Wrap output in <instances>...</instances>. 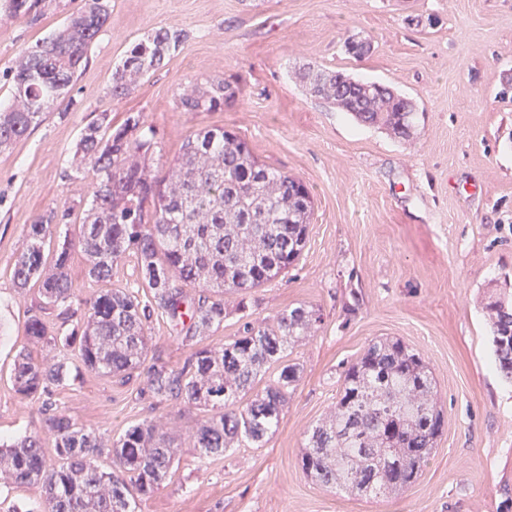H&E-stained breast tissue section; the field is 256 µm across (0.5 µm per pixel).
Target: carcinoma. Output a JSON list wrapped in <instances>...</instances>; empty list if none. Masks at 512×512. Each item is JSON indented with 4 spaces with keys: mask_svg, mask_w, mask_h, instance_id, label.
Listing matches in <instances>:
<instances>
[{
    "mask_svg": "<svg viewBox=\"0 0 512 512\" xmlns=\"http://www.w3.org/2000/svg\"><path fill=\"white\" fill-rule=\"evenodd\" d=\"M49 0H3L18 18L38 20ZM110 0H85L62 28L25 48L8 70L11 104L0 108V148L26 137L47 110L72 90L88 63L91 44L107 23ZM184 38L181 30L156 29L139 40L112 71V96L127 95L136 78L163 65ZM309 93L340 107L358 122L397 137L409 134L415 105L391 88L357 81L339 71L309 67L299 73ZM240 90L210 82L176 99L183 112H222ZM162 141L142 116L112 127L102 112L86 126L82 159L74 175L90 181L79 245L88 276L112 278L127 254L141 273L136 288H107L80 298L70 277L72 242L58 244L54 272L42 276L45 241L51 226L68 224L75 207L52 211L27 227V248L17 257L13 277L25 288L40 282L44 303L70 319L87 310V323L64 334L31 316L25 334L34 343L70 349L88 371L125 377L139 369L148 349L147 324L161 313L179 328L188 346L224 323L220 293L259 288L299 259L306 243L313 197L299 178L260 163L248 143L222 127L203 128L182 145L175 185L153 180L144 167L161 155ZM201 291L190 297L188 285ZM145 299H140L139 293ZM492 342L503 376L512 381V294L499 293L486 304ZM320 322L313 308L283 311L274 328L243 325L242 333L220 347L195 349L179 371L152 367L149 389L160 401L183 399L210 411L200 423L194 447L200 458L229 452L242 442L263 446L280 421L288 394L299 379L288 349L310 336ZM72 362L66 356L37 361L23 348L14 360L13 388L23 397L47 395L66 384ZM336 405L315 425L301 456V468L314 481L343 487L359 496L383 497L411 487L427 466L444 415L436 381L424 355L397 339L372 341L340 377ZM54 437L53 464L40 434L0 443V468L18 486L38 485L41 512H135L137 501L169 476L179 449L150 423L129 426L112 441L121 474L100 468L103 445L96 432L77 426L56 411L45 421Z\"/></svg>",
    "mask_w": 512,
    "mask_h": 512,
    "instance_id": "cac0c4a2",
    "label": "carcinoma"
}]
</instances>
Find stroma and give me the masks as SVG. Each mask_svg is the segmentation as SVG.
Segmentation results:
<instances>
[{"mask_svg": "<svg viewBox=\"0 0 512 512\" xmlns=\"http://www.w3.org/2000/svg\"><path fill=\"white\" fill-rule=\"evenodd\" d=\"M82 0H53L37 22L0 11V74L21 50L59 28ZM185 38L169 60L122 98L112 70L152 30ZM371 50L356 59L347 39ZM393 88L416 105L405 139L359 124L311 97L298 79L310 65ZM237 81L239 103L183 112L179 92L203 79ZM113 126L142 114L162 139L150 175L165 176L182 142L203 127L235 130L259 160L302 179L314 205L296 266L255 289L248 308L226 294L208 347L244 322L275 324L287 309L319 310L312 336L288 351L300 379L261 448L199 461L204 410L158 401L148 368L178 371L192 350L168 319L153 316L145 368L126 379L82 372L54 388V410L95 429L104 447L148 422L180 450L178 468L137 512H506L512 507V382L497 370L485 302L512 292V0H112L89 63L69 98L25 138L0 150V439L41 432L38 398L17 395L14 357L53 350L29 342L27 319L54 328L36 285L16 287L26 226L50 211L89 203L90 185L67 178L84 128L100 112ZM397 337L430 363L445 426L419 480L369 499L312 481L299 460L313 426L336 402L341 374L370 341Z\"/></svg>", "mask_w": 512, "mask_h": 512, "instance_id": "35a3bbf8", "label": "stroma"}]
</instances>
